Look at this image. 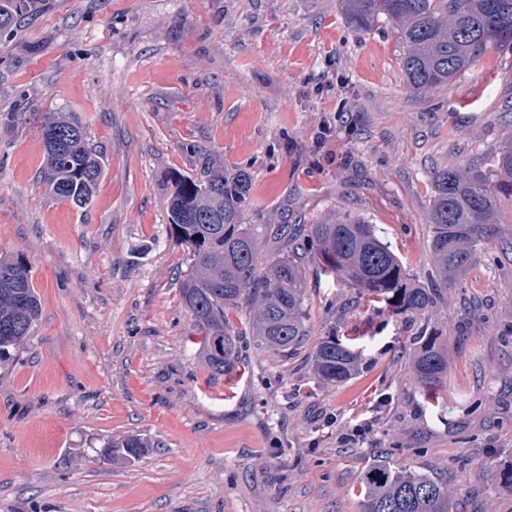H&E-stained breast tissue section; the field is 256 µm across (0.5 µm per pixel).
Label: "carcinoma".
<instances>
[{
  "label": "carcinoma",
  "mask_w": 512,
  "mask_h": 512,
  "mask_svg": "<svg viewBox=\"0 0 512 512\" xmlns=\"http://www.w3.org/2000/svg\"><path fill=\"white\" fill-rule=\"evenodd\" d=\"M28 0H0V34L17 29ZM349 23L359 31L388 25L402 44L400 64L415 89H440L456 75L476 67L488 49L512 46V0H340ZM45 163L41 181L55 197L79 210L93 203L105 169L101 152L88 147L79 117H41ZM429 249L440 281L411 283L400 258L377 236L375 225L359 217L312 224L291 252L267 263L256 275L259 239L243 223L250 196L247 177L229 178L207 165L197 178L178 177L169 201L174 231L186 244L190 270L181 301L198 335L210 370L222 375L238 360L243 330L228 310L241 302L254 308L253 335L263 344L288 350L306 333L304 259L311 257L327 277H339L359 294L390 309L424 318L446 302L448 284L476 260L477 247L498 238L504 207L512 205V138L484 163L431 173ZM40 310L29 264L21 256L0 254V358L31 335ZM413 371L422 391L431 394L448 376V352L428 330L413 337ZM363 353L334 335L315 345L312 367L322 380L344 382L358 373ZM145 443L128 436L110 444V454L136 456ZM361 512H454L448 481L436 473L400 470L388 462L371 465L360 478Z\"/></svg>",
  "instance_id": "cac0c4a2"
}]
</instances>
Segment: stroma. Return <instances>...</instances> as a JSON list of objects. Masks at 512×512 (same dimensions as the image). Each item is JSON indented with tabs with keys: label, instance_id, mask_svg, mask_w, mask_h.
<instances>
[{
	"label": "stroma",
	"instance_id": "1",
	"mask_svg": "<svg viewBox=\"0 0 512 512\" xmlns=\"http://www.w3.org/2000/svg\"><path fill=\"white\" fill-rule=\"evenodd\" d=\"M389 26L339 0H33L0 39V253L31 266L41 314L0 360V512H361V474L389 461L448 481L461 512H512V247L483 245L428 320L448 378L424 395L411 322L305 268L307 337L247 335L218 375L188 342L187 249L168 199L204 163L244 171V221L359 216L414 282L436 274L432 171L512 137V50L446 90L408 87ZM42 112L77 113L106 167L85 212L48 194ZM362 339L344 383L317 340ZM374 420L340 443L356 417ZM135 435L137 457H107ZM362 362V351H356L351 344L336 339V334L321 337L312 356L315 374L320 379L333 383L352 378L360 370Z\"/></svg>",
	"mask_w": 512,
	"mask_h": 512
}]
</instances>
